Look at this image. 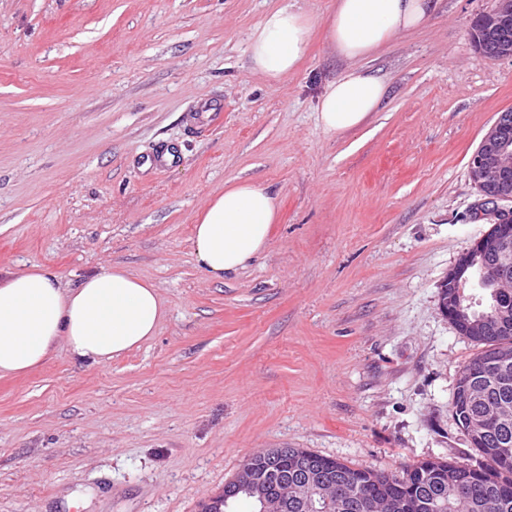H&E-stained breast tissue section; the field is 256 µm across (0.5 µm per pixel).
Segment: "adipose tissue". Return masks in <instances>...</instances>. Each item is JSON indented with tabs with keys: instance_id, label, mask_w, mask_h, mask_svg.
I'll use <instances>...</instances> for the list:
<instances>
[{
	"instance_id": "ef3b65f1",
	"label": "adipose tissue",
	"mask_w": 512,
	"mask_h": 512,
	"mask_svg": "<svg viewBox=\"0 0 512 512\" xmlns=\"http://www.w3.org/2000/svg\"><path fill=\"white\" fill-rule=\"evenodd\" d=\"M434 0H336L326 36L354 66L330 82L317 104L319 126L329 133L357 129L380 105L384 81L356 68L392 35L424 24ZM316 22L301 11H266L249 34L255 71L270 80L294 72L304 59ZM278 198L268 188L230 179L194 226L198 265L212 278L238 273L261 255L277 219ZM167 309L154 284L115 265L62 285L34 265L0 281V378L27 373L58 350L104 364L156 335Z\"/></svg>"
}]
</instances>
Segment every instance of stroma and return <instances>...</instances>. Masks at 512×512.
I'll return each instance as SVG.
<instances>
[{
  "label": "stroma",
  "instance_id": "1",
  "mask_svg": "<svg viewBox=\"0 0 512 512\" xmlns=\"http://www.w3.org/2000/svg\"><path fill=\"white\" fill-rule=\"evenodd\" d=\"M285 5L319 26L269 81L248 36ZM495 5L439 0L393 35L363 62L382 105L329 134L315 107L348 69L324 29L335 0H0V277L37 264L73 286L119 264L168 309L116 360L62 352L0 378V512H200L268 448L393 474L471 454L451 402L479 347L438 304L489 228L469 158L512 109V57L470 35ZM161 146L176 160L155 171ZM234 178L280 214L219 281L193 229Z\"/></svg>",
  "mask_w": 512,
  "mask_h": 512
}]
</instances>
